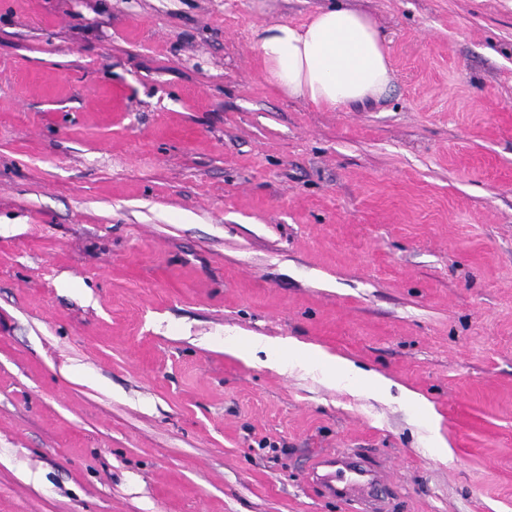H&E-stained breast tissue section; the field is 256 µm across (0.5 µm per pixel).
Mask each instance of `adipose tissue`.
<instances>
[{
	"label": "adipose tissue",
	"instance_id": "obj_1",
	"mask_svg": "<svg viewBox=\"0 0 512 512\" xmlns=\"http://www.w3.org/2000/svg\"><path fill=\"white\" fill-rule=\"evenodd\" d=\"M260 73L284 96L322 110L364 109L387 91L393 71L384 36L368 14L343 5L313 13L307 20L267 22L252 30ZM288 354L353 377L362 386L388 391L391 382L366 373L352 361L319 346L288 339Z\"/></svg>",
	"mask_w": 512,
	"mask_h": 512
}]
</instances>
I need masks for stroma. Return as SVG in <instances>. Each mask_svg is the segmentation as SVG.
Returning <instances> with one entry per match:
<instances>
[{"instance_id": "obj_1", "label": "stroma", "mask_w": 512, "mask_h": 512, "mask_svg": "<svg viewBox=\"0 0 512 512\" xmlns=\"http://www.w3.org/2000/svg\"><path fill=\"white\" fill-rule=\"evenodd\" d=\"M347 2L363 110L257 71L332 0H0V512H352L305 475L336 448L390 512H512V0ZM277 342L265 339L263 337L238 336L233 342L226 345L224 343V352L242 359H247L252 356L256 351H265L268 354V366L270 368L280 370L283 368L284 359L275 353L274 348ZM288 346L289 356L300 357L310 362L336 372L338 370L344 375L352 376L362 386L378 392H387L392 383L386 377L377 373H365L352 361L338 358L322 349L319 346L304 343L293 338L285 342Z\"/></svg>"}]
</instances>
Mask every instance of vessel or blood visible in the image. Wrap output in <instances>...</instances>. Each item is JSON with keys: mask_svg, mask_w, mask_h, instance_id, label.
<instances>
[{"mask_svg": "<svg viewBox=\"0 0 512 512\" xmlns=\"http://www.w3.org/2000/svg\"><path fill=\"white\" fill-rule=\"evenodd\" d=\"M307 476L328 498L352 505L356 512H388L386 470L367 464L355 452L339 448L311 459Z\"/></svg>", "mask_w": 512, "mask_h": 512, "instance_id": "b4317fda", "label": "vessel or blood"}]
</instances>
